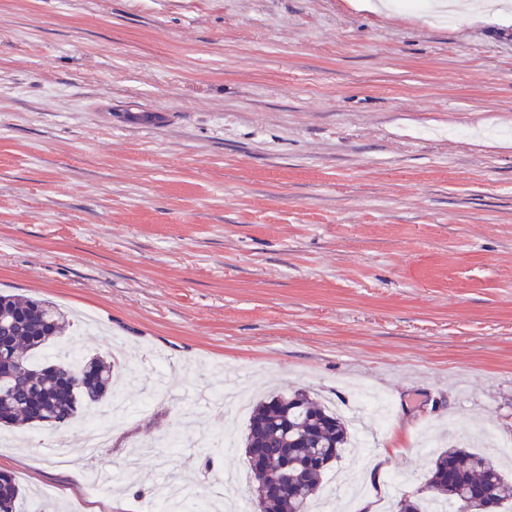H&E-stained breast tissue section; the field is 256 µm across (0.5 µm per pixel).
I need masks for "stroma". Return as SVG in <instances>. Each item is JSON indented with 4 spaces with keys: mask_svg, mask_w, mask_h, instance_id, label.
<instances>
[{
    "mask_svg": "<svg viewBox=\"0 0 512 512\" xmlns=\"http://www.w3.org/2000/svg\"><path fill=\"white\" fill-rule=\"evenodd\" d=\"M375 2L0 0V292L73 317L46 356L112 359L130 409L92 463L86 415L10 430L21 512L221 477L259 512L242 395L355 415L377 512L424 486L420 437L512 443V10Z\"/></svg>",
    "mask_w": 512,
    "mask_h": 512,
    "instance_id": "stroma-1",
    "label": "stroma"
}]
</instances>
